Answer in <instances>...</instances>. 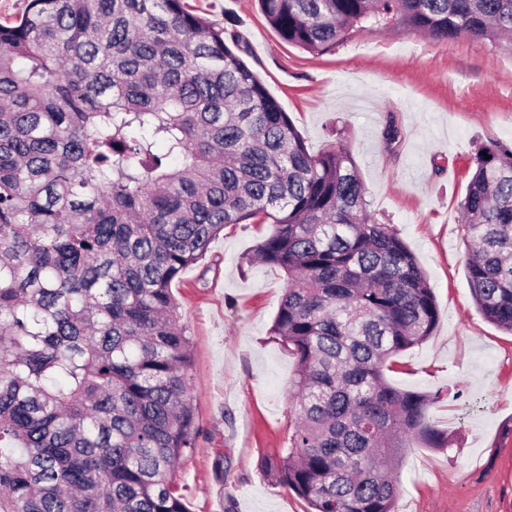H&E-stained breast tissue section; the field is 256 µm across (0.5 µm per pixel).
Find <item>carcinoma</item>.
I'll return each instance as SVG.
<instances>
[{"label":"carcinoma","instance_id":"obj_1","mask_svg":"<svg viewBox=\"0 0 512 512\" xmlns=\"http://www.w3.org/2000/svg\"><path fill=\"white\" fill-rule=\"evenodd\" d=\"M258 3L318 55L393 18L512 51V0ZM239 50L185 0H28L0 23V512H188L171 284L237 224L272 225L245 263L286 280L270 335L296 373L269 473L311 512H396L402 450L448 447L438 396L385 376L437 326L424 269L372 218L350 153H310ZM473 164L466 277L512 334V147Z\"/></svg>","mask_w":512,"mask_h":512}]
</instances>
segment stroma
I'll return each instance as SVG.
<instances>
[{"instance_id": "1", "label": "stroma", "mask_w": 512, "mask_h": 512, "mask_svg": "<svg viewBox=\"0 0 512 512\" xmlns=\"http://www.w3.org/2000/svg\"><path fill=\"white\" fill-rule=\"evenodd\" d=\"M189 3L241 35L244 61L310 153L351 152L371 214L393 227L427 273L439 325L402 352L387 377L404 390L439 394L429 421L451 445L406 450L397 512H512V335L473 303L458 209L478 146H512V51L391 23L352 31L316 55L284 41L257 0ZM391 124L399 131L392 143ZM270 231L267 224L225 229L172 286L193 348L195 447L173 476L189 512L309 509L264 467L288 445L296 364L269 334L282 274L244 261Z\"/></svg>"}]
</instances>
